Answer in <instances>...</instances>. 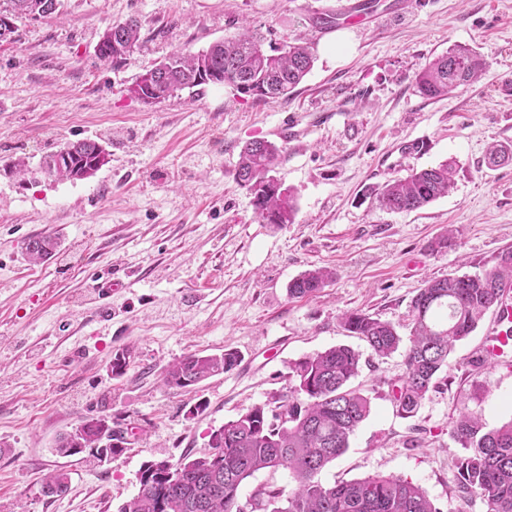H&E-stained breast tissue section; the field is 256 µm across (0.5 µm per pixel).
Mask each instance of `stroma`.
I'll list each match as a JSON object with an SVG mask.
<instances>
[{"mask_svg":"<svg viewBox=\"0 0 512 512\" xmlns=\"http://www.w3.org/2000/svg\"><path fill=\"white\" fill-rule=\"evenodd\" d=\"M334 0H63L58 18L20 19L0 41V512H117L147 463L206 452L213 431L291 385L289 365L347 345L370 414L323 484L383 475L425 490L438 512H486L458 488L461 412L495 428L512 419V370L473 367L493 313L458 342L438 386L402 417L411 300L425 281L493 269L512 250V0H371L373 22L325 25ZM129 18L140 40L119 64L97 45ZM251 28L265 49L305 37L314 66L288 98L265 102L204 85L147 103L140 77L177 51L198 52ZM486 61L481 76L427 99L415 77L449 47ZM91 139L108 162L84 180L40 170L46 153ZM279 149L274 174L297 203L293 223H262L238 185L251 140ZM454 160V186L421 209H380L372 192ZM51 235L53 257L29 263L25 239ZM332 280L288 294L305 270ZM118 283L100 295L96 282ZM392 323L402 348L377 357L347 335L344 313ZM239 364L188 388L166 368L198 353ZM126 355L122 375L112 372ZM107 415L129 444L89 464L56 451L82 420ZM67 470L69 490L41 492Z\"/></svg>","mask_w":512,"mask_h":512,"instance_id":"1","label":"stroma"}]
</instances>
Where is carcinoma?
<instances>
[{"label":"carcinoma","mask_w":512,"mask_h":512,"mask_svg":"<svg viewBox=\"0 0 512 512\" xmlns=\"http://www.w3.org/2000/svg\"><path fill=\"white\" fill-rule=\"evenodd\" d=\"M62 0H8L0 16L14 20L38 13L45 19L60 14ZM135 18L112 24V44L102 43L98 56L116 65L139 41ZM208 66L220 84H230L242 95L276 102L288 98L313 66L309 43L296 38L269 53L262 36L245 31L226 37L197 53L178 52L164 63L156 89L160 97L202 86L200 69ZM485 68L484 59L468 48L457 47L436 57L416 75L415 84L426 98L445 96L475 79ZM71 164L54 172L70 178L77 166L97 157L99 144L91 140L69 143ZM279 156L272 143L255 139L240 152L237 182L253 195L258 218L265 224H291L296 205L292 192L271 172ZM512 159V145L490 147L487 162L497 165ZM454 163L413 172L375 190L376 201L390 211H414L448 193L454 185ZM57 246L49 236L27 240L28 259L38 262ZM332 273L325 269L302 272L289 284L295 298L325 287ZM512 281V251L499 256L497 266L478 275H449L429 280L411 301L410 346L407 372L393 390L397 412L413 414L435 387L438 371L448 365L456 342L468 337L494 307L505 285ZM343 328L363 339L372 352L385 357L396 352L401 337L395 327L365 312L342 317ZM239 362L234 351L193 354L171 365L163 377L170 387L187 388L233 369ZM360 353L340 345L306 355L289 365L295 384L276 406L258 405L211 433L215 445L200 457L176 463L154 461L139 475V490L118 512H438L416 484L393 476L324 485L319 473L349 448V439L370 413V402L349 383L359 373ZM453 438L467 450L458 463V482L465 495L480 497L487 512H512V420L486 429L482 420L461 414ZM101 432L89 429L69 433L57 444L64 456L86 454L99 460ZM284 469L294 481L290 490L272 485L258 488L240 502L242 482L267 469ZM69 489V473L59 470L43 483V493L62 496Z\"/></svg>","instance_id":"obj_1"}]
</instances>
